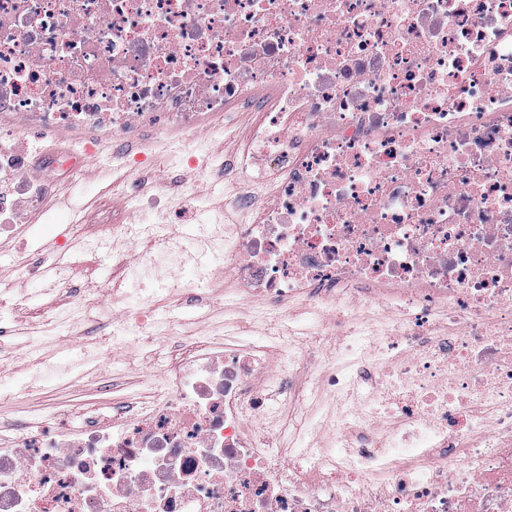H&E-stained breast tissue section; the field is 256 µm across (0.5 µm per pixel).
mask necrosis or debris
Returning <instances> with one entry per match:
<instances>
[{
  "label": "necrosis or debris",
  "instance_id": "obj_1",
  "mask_svg": "<svg viewBox=\"0 0 512 512\" xmlns=\"http://www.w3.org/2000/svg\"><path fill=\"white\" fill-rule=\"evenodd\" d=\"M243 114L241 223L193 252L113 222L138 296L85 355L156 340L167 366L109 418L0 440V512H512V0H0V235L52 195L35 162L67 177L104 140L152 173L122 198L183 217L150 145ZM188 269L260 336L156 318L139 287Z\"/></svg>",
  "mask_w": 512,
  "mask_h": 512
}]
</instances>
